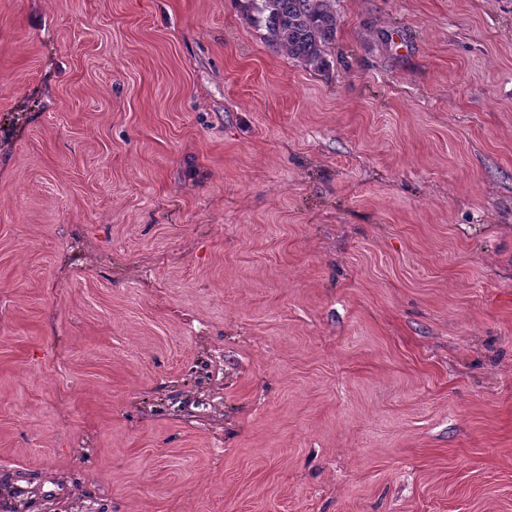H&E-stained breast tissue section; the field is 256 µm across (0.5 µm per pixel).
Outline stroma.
I'll return each instance as SVG.
<instances>
[{
    "label": "stroma",
    "mask_w": 512,
    "mask_h": 512,
    "mask_svg": "<svg viewBox=\"0 0 512 512\" xmlns=\"http://www.w3.org/2000/svg\"><path fill=\"white\" fill-rule=\"evenodd\" d=\"M0 0V489L26 512H512V0ZM333 0H246V17L265 28L266 42L306 69L327 66L326 48L336 36L338 17Z\"/></svg>",
    "instance_id": "obj_1"
}]
</instances>
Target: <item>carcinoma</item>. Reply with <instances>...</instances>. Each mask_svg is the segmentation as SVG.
<instances>
[{"label":"carcinoma","mask_w":512,"mask_h":512,"mask_svg":"<svg viewBox=\"0 0 512 512\" xmlns=\"http://www.w3.org/2000/svg\"><path fill=\"white\" fill-rule=\"evenodd\" d=\"M244 11L251 24L266 30L270 46L307 69L326 68V48L338 24L333 0H246Z\"/></svg>","instance_id":"obj_1"}]
</instances>
